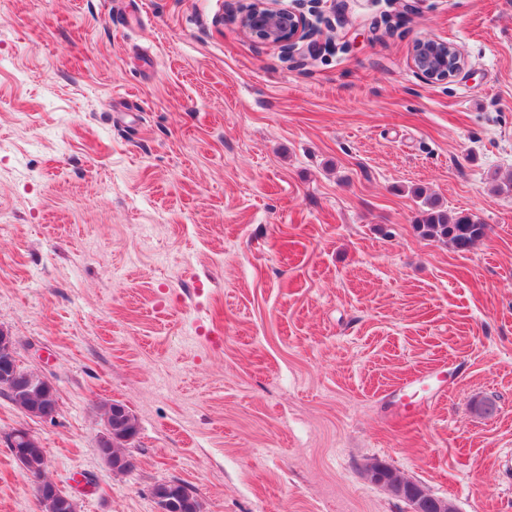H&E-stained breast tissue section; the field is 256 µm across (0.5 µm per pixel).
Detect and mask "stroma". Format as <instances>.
<instances>
[{
	"label": "stroma",
	"instance_id": "stroma-1",
	"mask_svg": "<svg viewBox=\"0 0 512 512\" xmlns=\"http://www.w3.org/2000/svg\"><path fill=\"white\" fill-rule=\"evenodd\" d=\"M240 7L0 0V329L60 401L0 394V512H41L20 425L78 512H156L170 480L203 512H408L374 459L512 512V0H318L295 58ZM423 38L462 72L425 83ZM427 197L485 236L422 237ZM435 368L446 397L398 419ZM111 400L140 425L123 474ZM103 426L98 439V453L112 473H124L133 460L126 452L138 435L136 414L119 402H107L100 409Z\"/></svg>",
	"mask_w": 512,
	"mask_h": 512
}]
</instances>
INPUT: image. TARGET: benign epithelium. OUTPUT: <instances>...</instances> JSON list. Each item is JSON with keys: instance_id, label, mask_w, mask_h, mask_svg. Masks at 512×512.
Returning <instances> with one entry per match:
<instances>
[{"instance_id": "obj_1", "label": "benign epithelium", "mask_w": 512, "mask_h": 512, "mask_svg": "<svg viewBox=\"0 0 512 512\" xmlns=\"http://www.w3.org/2000/svg\"><path fill=\"white\" fill-rule=\"evenodd\" d=\"M241 28L250 36L294 56L317 44V30L308 19L304 4L281 6L276 0H249L241 8ZM413 66L427 82H441L463 70L459 50L446 42L421 40L413 50ZM15 341L0 331V387L16 399L15 406L26 416L47 420L59 406L56 388L42 373L15 368ZM103 426L98 439V453L114 473H124L133 460L127 448L138 435L136 414L119 402H107L100 409ZM11 452L24 468L35 473V494L38 502H57L66 512H77L75 497L61 490L45 476L44 463H35L32 450L40 447L39 440L25 427L9 433ZM364 477L390 495L409 503L411 512H455L456 505L448 499L432 496L421 484L405 477L385 463L374 461L364 466ZM187 489L179 482L168 481L153 488L157 512H180Z\"/></svg>"}]
</instances>
